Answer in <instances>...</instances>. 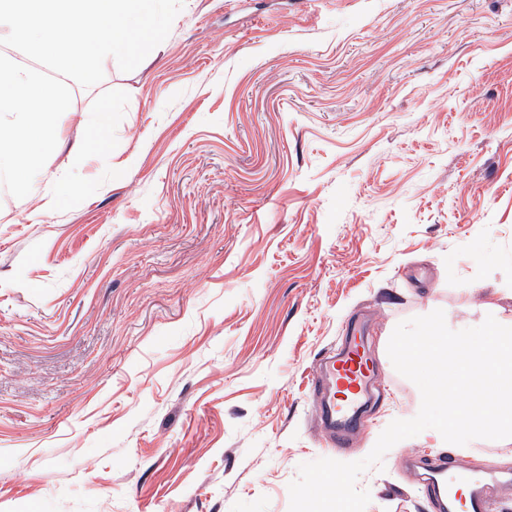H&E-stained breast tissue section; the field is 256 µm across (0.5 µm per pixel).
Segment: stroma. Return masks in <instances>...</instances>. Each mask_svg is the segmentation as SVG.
<instances>
[{
	"instance_id": "35a3bbf8",
	"label": "stroma",
	"mask_w": 512,
	"mask_h": 512,
	"mask_svg": "<svg viewBox=\"0 0 512 512\" xmlns=\"http://www.w3.org/2000/svg\"><path fill=\"white\" fill-rule=\"evenodd\" d=\"M103 69L0 186V512H289L418 413L398 323L512 324V0H183ZM353 326L379 397L339 451L310 383ZM408 454L512 473L427 429L365 512H436Z\"/></svg>"
}]
</instances>
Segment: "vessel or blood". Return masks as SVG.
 Masks as SVG:
<instances>
[{"mask_svg": "<svg viewBox=\"0 0 512 512\" xmlns=\"http://www.w3.org/2000/svg\"><path fill=\"white\" fill-rule=\"evenodd\" d=\"M376 382L374 362L363 337H345L336 350L321 359L315 391L321 396L320 417L329 429L332 447H348L360 423L362 402ZM428 476L433 480L449 478L451 512H487L489 490L498 481L476 464L452 456L433 460Z\"/></svg>", "mask_w": 512, "mask_h": 512, "instance_id": "vessel-or-blood-1", "label": "vessel or blood"}]
</instances>
